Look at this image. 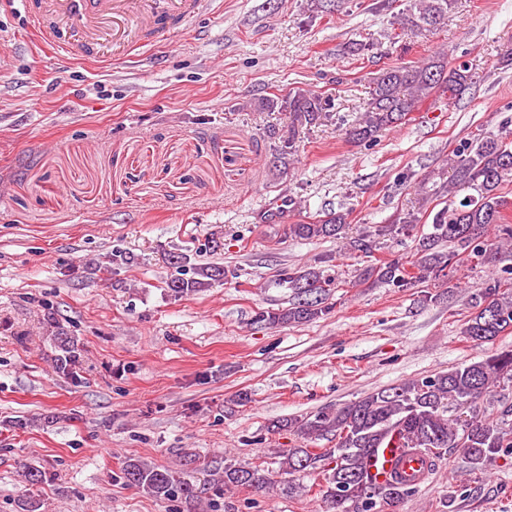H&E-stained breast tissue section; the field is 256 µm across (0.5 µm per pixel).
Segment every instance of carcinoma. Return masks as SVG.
<instances>
[{
  "label": "carcinoma",
  "instance_id": "cac0c4a2",
  "mask_svg": "<svg viewBox=\"0 0 512 512\" xmlns=\"http://www.w3.org/2000/svg\"><path fill=\"white\" fill-rule=\"evenodd\" d=\"M455 0H408L401 24L408 29L429 31L440 25ZM472 82L466 64L448 67L436 56L413 65H395L373 78L370 101L359 123L346 130L349 139L370 144L376 134L402 122L431 97H455ZM320 95L298 89L286 95L258 99L261 112L288 113V133L275 136L273 151L288 161L296 154L295 130L313 124L328 109ZM456 200L446 203L432 217V231L419 240L421 256L415 261H376L362 269L358 286L371 282L406 288L430 275L447 276L446 269L472 259L482 264L499 261L502 246L512 242V225L502 210L508 206L502 195L512 180V139L491 134L466 142L454 151ZM347 214L328 212L310 221L288 225L284 234L301 240H319L340 235ZM223 267L211 265L193 269L192 276L179 273L167 281L176 295H188L224 280ZM292 290V303L282 309L260 310L254 323L268 328L309 322L330 309L331 280L314 269L295 272L283 279ZM469 319L462 333L482 344L512 330V277L488 283L472 298ZM49 340L55 350L56 367L64 375L77 376L81 347L59 321L46 320ZM512 379V349L462 363L444 373L414 378L374 390L359 400L336 409L320 410L303 418L284 419L275 424L307 443L332 435L336 447L316 454L305 446L277 450L280 469L288 475L304 473L323 463V499L327 512H380L397 507L415 494L417 477L399 474L385 483L371 473L382 448H396L404 454H419L427 473L451 451H459L471 470L482 471L496 455L512 453L508 432L479 417L477 408L490 389ZM467 410L470 417L458 412ZM125 483L160 499H193L198 488L183 472L148 464L139 459L125 461ZM268 479L250 466L224 465V489L266 487Z\"/></svg>",
  "mask_w": 512,
  "mask_h": 512
}]
</instances>
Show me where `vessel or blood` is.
I'll return each instance as SVG.
<instances>
[{"mask_svg":"<svg viewBox=\"0 0 512 512\" xmlns=\"http://www.w3.org/2000/svg\"><path fill=\"white\" fill-rule=\"evenodd\" d=\"M209 0H22L36 42L80 62L129 60L186 33Z\"/></svg>","mask_w":512,"mask_h":512,"instance_id":"b4317fda","label":"vessel or blood"}]
</instances>
